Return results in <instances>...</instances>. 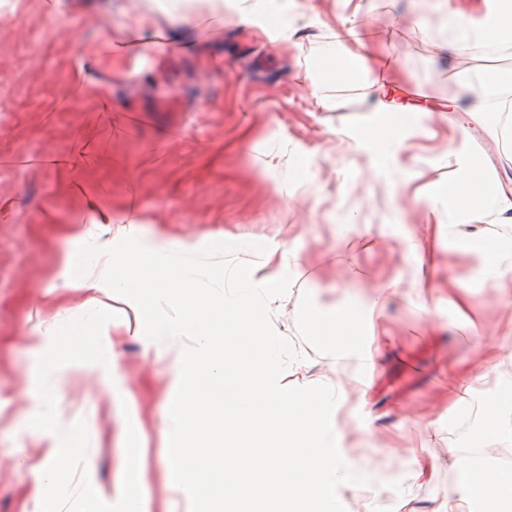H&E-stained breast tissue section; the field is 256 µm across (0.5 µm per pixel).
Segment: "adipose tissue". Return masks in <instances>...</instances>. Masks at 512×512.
Masks as SVG:
<instances>
[{
  "label": "adipose tissue",
  "mask_w": 512,
  "mask_h": 512,
  "mask_svg": "<svg viewBox=\"0 0 512 512\" xmlns=\"http://www.w3.org/2000/svg\"><path fill=\"white\" fill-rule=\"evenodd\" d=\"M186 15L197 18L223 14L225 7L237 10L243 21L258 24L268 31V24L256 21V9L250 0H177ZM347 9L334 39L323 48V77L313 86L311 94L319 103H327L331 92L338 89L358 90L370 67L371 58L362 49L357 37V0H343ZM451 39L439 45V54H458L470 42L488 44L512 43V0H469L466 7L448 10ZM482 100L460 110L456 101H449L450 112L463 111L462 134L478 129L503 145H512V113L492 110L491 99L512 93V69H493L480 79ZM375 105L376 117L360 131L358 139L376 162H384L389 146L402 145L408 129L424 112L419 98L403 89L387 85L379 89ZM448 176L434 182L429 202L435 213L445 215L449 227L468 226L465 246L478 257L477 277L496 287L512 286V237L487 228L486 220L512 228V187H505L490 176L482 158L454 154ZM392 294L380 289L376 298L362 314L340 308L331 314L318 307L302 309L301 321L310 337L348 345L349 352L361 365L373 367L382 344L376 313ZM483 378L473 372L452 371L448 374V413L469 409L481 425V435L473 449L458 455V466L466 476L455 497L449 498L443 512H457L467 505L469 512H512V465L503 464L486 455L496 444L512 446V377L502 378L498 388L483 398L475 393Z\"/></svg>",
  "instance_id": "1"
}]
</instances>
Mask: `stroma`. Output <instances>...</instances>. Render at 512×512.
Returning a JSON list of instances; mask_svg holds the SVG:
<instances>
[{"instance_id":"1","label":"stroma","mask_w":512,"mask_h":512,"mask_svg":"<svg viewBox=\"0 0 512 512\" xmlns=\"http://www.w3.org/2000/svg\"><path fill=\"white\" fill-rule=\"evenodd\" d=\"M74 2L59 0L51 14L47 0H0V155L47 160L0 167V512H46L50 500L61 512H124L129 495L144 496L151 512H185L159 457L179 342L148 340L117 316L106 338L88 343L113 353V365L87 357L52 374L43 364L46 347L79 340L101 296L70 285L78 248L116 243L129 222L188 253L220 241L266 245L273 263L250 251L243 258L255 261V279L291 275L272 322L309 361L285 372V383H343L336 427L348 458L371 468L392 512H441L463 480L453 451L480 433L466 413L443 418L448 373L492 369L468 330L454 327L448 285H460L468 317L487 336L512 324V287L475 282L473 254L425 196L447 174L452 149L512 181V149L479 130L449 143L452 116L440 109L462 81L512 68V45L475 42L446 60L436 52L448 38L446 0H358L363 39L387 62L368 81L399 77L438 107L378 165L366 148H346L368 116L358 91H334L320 105L309 92L319 68L304 71L297 50L234 10L195 26L156 9L159 36L175 29L188 44L132 68L114 48L127 43L126 14L139 0L93 12ZM343 11L342 0L258 6L309 48L328 42ZM81 45L95 56L81 58ZM411 238L423 258L408 252ZM386 284L395 292L380 312L384 344L373 370L304 335L302 305L332 311ZM428 308L437 328L426 325ZM134 426L145 447L130 463L123 448ZM81 429L70 474L48 482V449L73 446ZM415 454L432 465L422 481L409 477Z\"/></svg>"}]
</instances>
